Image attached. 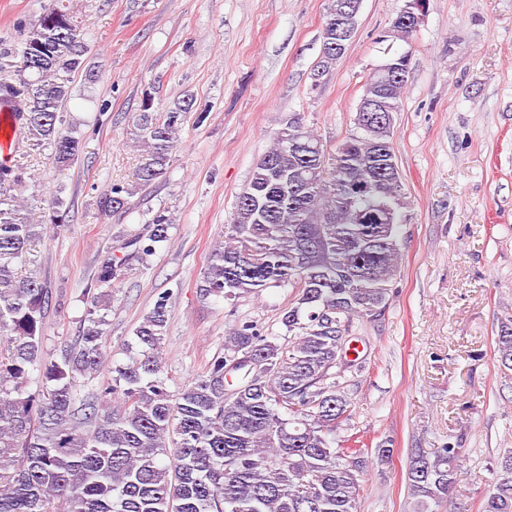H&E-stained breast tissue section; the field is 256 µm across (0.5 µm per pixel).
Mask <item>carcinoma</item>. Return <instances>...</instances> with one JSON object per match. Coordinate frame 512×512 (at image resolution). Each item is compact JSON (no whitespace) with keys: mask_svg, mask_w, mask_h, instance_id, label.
<instances>
[{"mask_svg":"<svg viewBox=\"0 0 512 512\" xmlns=\"http://www.w3.org/2000/svg\"><path fill=\"white\" fill-rule=\"evenodd\" d=\"M344 3L331 0L325 45L336 42L331 19ZM36 23L44 60L28 66L32 47L24 39L13 80H0V91L14 101L19 132L68 166L83 144L64 131L60 107L84 45L63 6L44 8ZM393 61L392 76H368L363 96L374 102L356 113L332 160L297 118L275 133L236 197L224 246L202 272L203 298L292 289L280 318L288 339L279 343L241 319L224 337V354L175 393L162 377L166 295L134 330L137 356L93 384L107 361L100 310L112 282L126 261L142 262L168 240L166 216L152 219L149 243L129 240L122 262H102L95 277L102 292L91 297L86 324L60 359L48 361L42 341L52 292L19 266L59 221L30 224L12 196L0 197V512H357L364 471L393 454L386 438L372 450L362 435L336 438L353 405L340 378L359 368L346 358L352 323L381 314L401 272L405 215L394 128L369 121L377 105L401 109L411 54ZM193 105L186 96L160 115L154 97L143 95L132 114L142 183L166 174ZM23 175L20 166L0 168V189L23 183ZM126 204L120 186L103 201L116 211ZM493 351L501 372L512 371L511 315L499 319ZM243 355L250 365H233ZM35 370L43 384L32 392ZM115 394L118 411L108 401ZM461 457L452 444L411 452L413 512H448ZM482 497L483 512H512V450L488 468Z\"/></svg>","mask_w":512,"mask_h":512,"instance_id":"1","label":"carcinoma"}]
</instances>
